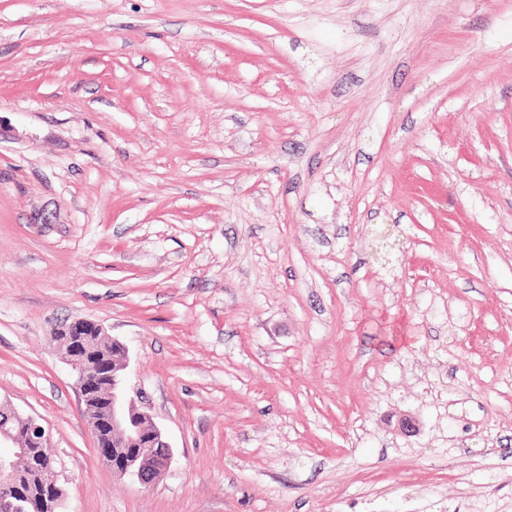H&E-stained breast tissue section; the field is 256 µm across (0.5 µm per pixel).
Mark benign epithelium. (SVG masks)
<instances>
[{"label":"benign epithelium","mask_w":512,"mask_h":512,"mask_svg":"<svg viewBox=\"0 0 512 512\" xmlns=\"http://www.w3.org/2000/svg\"><path fill=\"white\" fill-rule=\"evenodd\" d=\"M105 330L99 323L79 319L62 325L54 336L51 345L64 355L67 364L77 378L86 426L94 440L99 461L111 468L118 477H133L142 485L153 483L164 473L173 461V451L162 430L152 421L151 416L128 395L125 386V371L128 367V351L123 343L112 338V361L108 364L109 381L112 382L111 394L106 404V415L100 417L95 409V399L89 384V376L96 364H89L81 356L86 348L84 337L103 336ZM8 410L0 418V512H39L53 509L58 504L56 491L38 498L21 499L13 495L16 459L30 455V449L39 448L47 457L54 456L48 430L40 419L23 416L0 404V413ZM20 419L25 427L13 423ZM156 449L148 458L136 455L122 462L114 463L112 458L119 455L121 448H138L141 445Z\"/></svg>","instance_id":"1"}]
</instances>
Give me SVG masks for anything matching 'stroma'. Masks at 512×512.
<instances>
[{
    "label": "stroma",
    "mask_w": 512,
    "mask_h": 512,
    "mask_svg": "<svg viewBox=\"0 0 512 512\" xmlns=\"http://www.w3.org/2000/svg\"><path fill=\"white\" fill-rule=\"evenodd\" d=\"M0 401L61 512H512V0H0ZM84 336L107 334L101 324L79 319L62 325L51 336V345L64 355L77 378L85 423L94 440L97 457L102 464L111 468L115 476L133 477L140 484L149 485L170 467L173 461L172 447L151 416L137 404L135 398L128 395L124 372L129 364L128 351L123 343L114 338L109 339L112 345V361L108 364L111 394L105 417L99 416L89 384V376L98 363L99 355L97 362L92 364L81 356L82 350L87 348ZM143 443L148 447L145 452L155 448L156 453L149 457L138 454L122 462H112V457L119 455L118 448H140Z\"/></svg>",
    "instance_id": "1"
}]
</instances>
